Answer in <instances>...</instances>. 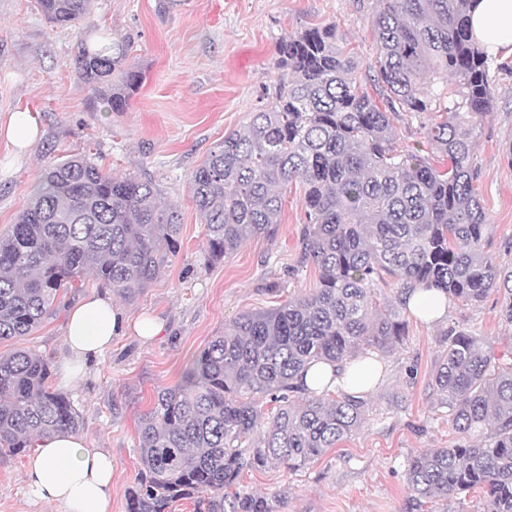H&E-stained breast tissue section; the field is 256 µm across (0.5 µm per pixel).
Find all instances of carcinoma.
<instances>
[{
	"label": "carcinoma",
	"mask_w": 512,
	"mask_h": 512,
	"mask_svg": "<svg viewBox=\"0 0 512 512\" xmlns=\"http://www.w3.org/2000/svg\"><path fill=\"white\" fill-rule=\"evenodd\" d=\"M371 95L331 26L280 41L281 78L272 105L224 137L191 176L212 259L278 224V188L304 187L303 257L319 270L308 295L248 311L214 337L158 392L139 420L141 468L127 512H279L277 496L230 492L246 470L298 469L365 422L362 394L335 398L297 383L314 362L343 363L402 340L398 307L418 289L465 303L503 289L512 324V269L485 251L487 218L474 184L476 119L492 109L491 58L470 33L475 0H376ZM58 26L89 14L90 0H36ZM131 45L80 41L78 79L122 112L142 75ZM445 114L426 129L443 169L395 147L400 112ZM177 212L161 209L155 186L116 177L81 156L41 172L34 196L0 237V340L38 329L59 297L85 274L121 298L137 297L166 255L180 248ZM390 278L396 300L380 311L374 288ZM431 374L469 446L410 457L411 509L486 490L487 512H512V361L455 326ZM50 365L17 348L0 354V452L18 455L41 438L82 426L70 399L49 385ZM274 404L263 412V401Z\"/></svg>",
	"instance_id": "carcinoma-1"
}]
</instances>
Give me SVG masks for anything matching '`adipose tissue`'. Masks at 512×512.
<instances>
[{
	"mask_svg": "<svg viewBox=\"0 0 512 512\" xmlns=\"http://www.w3.org/2000/svg\"><path fill=\"white\" fill-rule=\"evenodd\" d=\"M469 27L489 56L512 54V0H480ZM125 329L124 316L109 294L73 305L63 337L68 357L59 368L61 383H72L80 372L98 363L111 349L113 338ZM361 369L357 361L319 363L308 369L303 381L310 390L323 381L336 389L361 393L373 388L381 373L380 368H373L369 378L362 380L358 377ZM113 469L110 453L86 447L76 434L64 431L38 441L23 480L37 501L59 506L62 512H110Z\"/></svg>",
	"mask_w": 512,
	"mask_h": 512,
	"instance_id": "adipose-tissue-1",
	"label": "adipose tissue"
}]
</instances>
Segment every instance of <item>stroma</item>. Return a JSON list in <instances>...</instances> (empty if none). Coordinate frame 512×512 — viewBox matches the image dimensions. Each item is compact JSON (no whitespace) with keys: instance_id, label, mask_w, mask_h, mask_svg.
<instances>
[{"instance_id":"35a3bbf8","label":"stroma","mask_w":512,"mask_h":512,"mask_svg":"<svg viewBox=\"0 0 512 512\" xmlns=\"http://www.w3.org/2000/svg\"><path fill=\"white\" fill-rule=\"evenodd\" d=\"M376 0H91L93 29L60 27L35 0H0V123L29 109L40 116V136L23 155L0 138V236L15 224L34 193L41 170L56 158L87 155L117 176L151 181L161 206L179 214L181 248L133 301H119L129 328L92 373L63 390L83 420L87 447L111 452V512H127L126 495L140 469L138 418L157 391L175 385L213 336L240 314L273 308L309 294L318 270L304 259L301 235L304 191L299 181L282 190L274 233L244 242L223 260L206 248V228L190 179L225 135L243 130L253 112L268 106L280 71L277 46L290 35L332 25L338 43L359 61L360 75L374 65ZM89 42L124 39L144 83L125 111L114 112L81 84L75 55ZM493 107L477 132L475 162L488 222L486 250L500 267L512 266V55L490 68ZM437 113H402L397 145L432 153L425 125ZM86 276L52 315L21 341L0 342V353L26 348L59 367L65 308L102 293ZM504 295L490 291L471 305L451 301L446 321L429 324L410 310L406 334L380 351L385 366L377 387L365 393L366 421L348 438L297 470H250L240 492L277 494L279 512H410L405 469L411 455L451 448L467 439L440 407L431 373L444 349L443 333L456 325L499 351H512V326L500 316ZM145 318L164 326L148 340L135 325ZM26 455L0 454V512H57L31 503L23 481Z\"/></svg>"}]
</instances>
